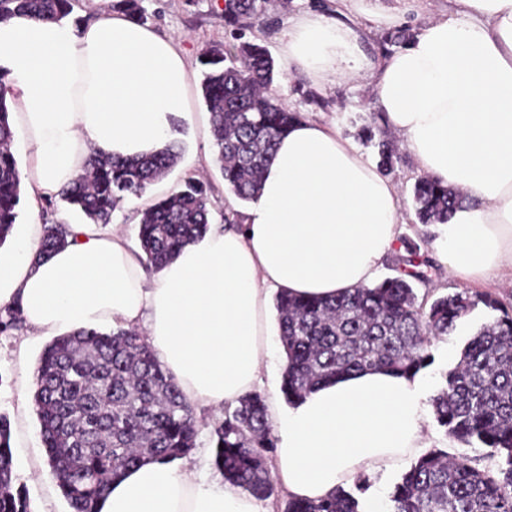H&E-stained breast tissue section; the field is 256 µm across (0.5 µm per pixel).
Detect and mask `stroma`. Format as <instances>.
<instances>
[{"label": "stroma", "mask_w": 512, "mask_h": 512, "mask_svg": "<svg viewBox=\"0 0 512 512\" xmlns=\"http://www.w3.org/2000/svg\"><path fill=\"white\" fill-rule=\"evenodd\" d=\"M331 0H267L264 15L253 23L246 37L260 43L270 51L272 57L280 55L279 33L289 17L308 9L330 5ZM145 9L144 22L161 35L174 39L185 51L191 69L189 96L190 114L181 120L180 140L184 149L171 172L159 184L139 198L125 199L114 213L104 232L122 234L131 248H138L139 213L157 200L178 190L184 176H194L211 188L210 221L223 223L226 214L244 211L246 203L238 200L224 186V178L216 161L217 148L211 133L210 115L200 91L201 65L199 57L209 48H221L231 43L229 29L224 24V0H142ZM343 22L357 28L360 48L372 62L382 58L380 43L399 27L416 29L420 23L416 15H408L405 24L375 22L364 14L352 11L342 17ZM275 84L280 99L288 109L301 112L305 117L334 123L343 135L350 137L360 151L370 160H377L378 148L362 133L379 107L369 80L358 74L338 78L335 85H321L306 75L293 76L278 73ZM385 137L395 149L393 169L389 174L397 186L401 216L399 238H417L418 226L412 206L411 189L420 173L402 137L394 130H386ZM85 223V216L70 208L60 198L40 202L31 208L28 201H21L18 209V224ZM468 291L470 295L488 296L503 307L512 310V283L501 282L486 286L474 285L451 276L444 264H436L428 283L418 285V295L438 296L455 291ZM491 312L484 305H477L457 330L433 347L435 362L422 371L418 380L426 396H433L443 381L444 373L460 360L461 352L477 329L487 322ZM26 325L0 334V414L10 422L11 451L17 485L28 492L32 512H66L68 505L55 485L47 482L51 470L39 435V423L32 391L22 387V367L19 359L21 345H28L31 359H38L45 347L44 342L28 344ZM425 448H441L448 453L469 458L479 466H488L487 451L477 445H466L447 436L433 412H425L423 427Z\"/></svg>", "instance_id": "stroma-1"}]
</instances>
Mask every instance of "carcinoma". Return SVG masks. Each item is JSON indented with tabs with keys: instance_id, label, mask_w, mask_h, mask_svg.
I'll list each match as a JSON object with an SVG mask.
<instances>
[{
	"instance_id": "cac0c4a2",
	"label": "carcinoma",
	"mask_w": 512,
	"mask_h": 512,
	"mask_svg": "<svg viewBox=\"0 0 512 512\" xmlns=\"http://www.w3.org/2000/svg\"><path fill=\"white\" fill-rule=\"evenodd\" d=\"M265 0H224V22L237 29L264 13ZM113 7L143 21L141 0H116ZM72 0H0V20L23 12L34 20H58ZM200 89L225 188L238 200L254 201L279 139L300 112L284 107L274 89L276 66L268 49L241 41L202 53ZM0 72V246L12 235L21 201V178L12 150L6 94ZM379 167L389 171L395 156L386 139L377 142ZM182 142L132 160L93 154L84 173L60 191L91 224H110L119 203L140 197L174 167ZM419 241H402L404 266L371 287L334 298H275L279 340L286 356L281 393L293 405L321 384L354 372L387 369L411 376L431 366L434 341L454 332L478 303L498 312L468 340L457 365L443 376L431 398L435 420L467 445L490 449L496 470L480 469L447 451L419 456L397 483L390 512H512V310L491 298L453 292L419 297L432 258L421 253L428 227L446 224L464 196L430 175L411 190ZM207 188L188 177L181 188L140 213L139 258L158 270L209 229ZM69 235L66 224L44 225L40 253L48 254ZM22 314L7 305L0 334L18 327ZM34 404L48 465L72 512H96V503L122 472L146 461L188 460L199 445L195 409L140 334L125 328H94L54 338L37 367ZM210 444L224 480L257 499L276 489L270 464L277 448L266 398L251 392L226 403L213 422ZM10 423L0 415V512H31L26 492L14 487ZM281 512H362L359 498L339 488L317 501L289 498Z\"/></svg>"
}]
</instances>
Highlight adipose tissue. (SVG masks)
Returning a JSON list of instances; mask_svg holds the SVG:
<instances>
[{"instance_id": "1", "label": "adipose tissue", "mask_w": 512, "mask_h": 512, "mask_svg": "<svg viewBox=\"0 0 512 512\" xmlns=\"http://www.w3.org/2000/svg\"><path fill=\"white\" fill-rule=\"evenodd\" d=\"M281 51L287 74L324 85L364 73L418 170L469 199L443 227L449 273L512 280V0H448L376 65L356 30L321 10L289 18ZM0 69L35 204L74 182L91 153L160 150L189 112L182 49L117 11L82 24L0 20ZM398 221L395 186L335 125L305 119L278 143L242 224L209 231L151 278L119 233L75 224L44 256L42 227L29 225L0 261V306L18 304L34 336L142 328L186 400L217 410L253 391L274 358V295L371 286ZM268 417L276 476L309 500L416 453L423 438L417 378L386 370L337 377L285 411L270 403ZM97 509L261 512L239 487L161 461L128 470Z\"/></svg>"}]
</instances>
